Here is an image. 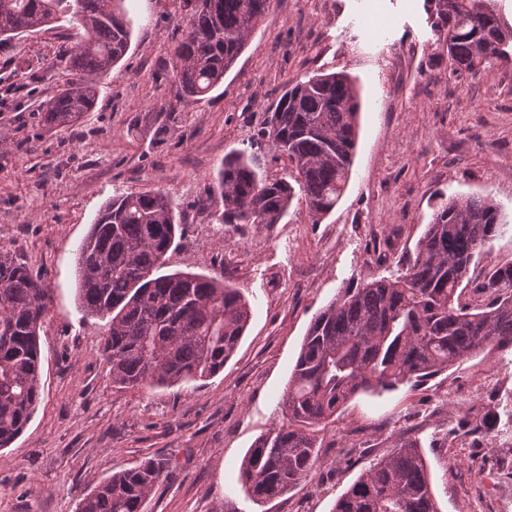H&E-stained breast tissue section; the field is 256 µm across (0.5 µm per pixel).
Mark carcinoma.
<instances>
[{
    "label": "carcinoma",
    "mask_w": 512,
    "mask_h": 512,
    "mask_svg": "<svg viewBox=\"0 0 512 512\" xmlns=\"http://www.w3.org/2000/svg\"><path fill=\"white\" fill-rule=\"evenodd\" d=\"M125 0H0V37L14 38L66 21L84 34L64 60L73 78L42 107L51 129L77 123L96 104L94 78L129 50ZM458 79L509 57L512 24L490 0H428ZM190 31L171 52L182 106L224 82L277 0H183ZM358 93L345 72L317 71L286 86L252 146L272 143L287 156L289 178L259 176L243 151L224 155L212 193L218 224L280 223L301 196L312 218L331 212L348 185L359 131ZM503 226L484 197L441 198L407 264L359 283L315 315L279 405L285 421L261 435L239 480L257 503L280 498L320 467L321 427L360 394L381 396L420 382L484 351L512 349V265L493 266L477 288L480 306L460 302L471 266ZM184 233L170 195L141 190L112 197L78 247L82 312L104 321L103 355L112 383L171 387L214 377L235 354L251 319L249 300L221 275L166 272L167 254ZM49 288L0 247V450L19 437L42 398L40 333ZM415 436L364 469L332 512H439L429 467ZM173 469L152 457L113 473L77 512H143Z\"/></svg>",
    "instance_id": "obj_1"
}]
</instances>
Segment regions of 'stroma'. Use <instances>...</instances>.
<instances>
[{
    "instance_id": "1",
    "label": "stroma",
    "mask_w": 512,
    "mask_h": 512,
    "mask_svg": "<svg viewBox=\"0 0 512 512\" xmlns=\"http://www.w3.org/2000/svg\"><path fill=\"white\" fill-rule=\"evenodd\" d=\"M126 56L98 78L74 127L44 126L40 103L70 77L76 29L0 43V246L41 274L51 302L41 333L42 402L0 450V512H76L112 473L151 456L176 463L144 512H332L337 497L402 431L420 438L441 512H499L512 500V447H489L477 423L512 397V354H480L412 389L360 395L324 432L311 481L265 504L239 481L277 408L311 319L347 286L405 264L439 198L487 196L507 224L485 247L464 300L493 265L512 264V61L449 78L427 0H279L223 84L192 105L172 100L171 48L189 31L180 0H126ZM347 72L360 101L351 175L313 222L294 200L280 224L212 223V183L244 149L288 82ZM160 189L187 231L168 270L220 272L252 307L218 375L179 386H114L102 322L76 292V250L112 196ZM229 250L219 253L218 240Z\"/></svg>"
}]
</instances>
